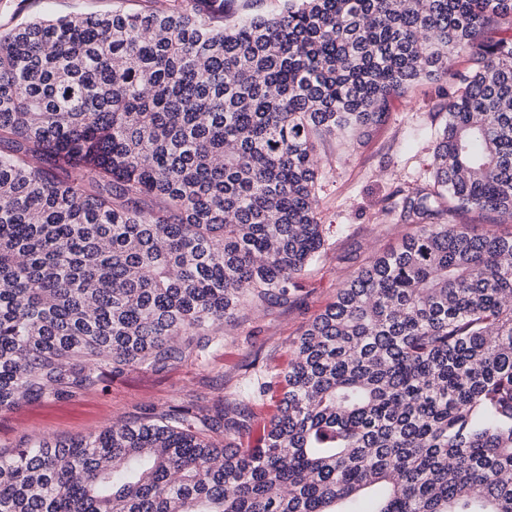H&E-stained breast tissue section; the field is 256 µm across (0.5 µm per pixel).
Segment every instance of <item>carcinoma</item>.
Instances as JSON below:
<instances>
[{
  "label": "carcinoma",
  "mask_w": 512,
  "mask_h": 512,
  "mask_svg": "<svg viewBox=\"0 0 512 512\" xmlns=\"http://www.w3.org/2000/svg\"><path fill=\"white\" fill-rule=\"evenodd\" d=\"M0 35V410L220 344L324 246L315 136L472 61L401 246L300 335L260 443L195 404L0 452V512H512V0H224ZM224 435V442L214 439ZM280 6L279 0H233L226 3L225 11L228 20L233 21L257 11L275 13ZM453 220V224H464L475 233L489 229L503 235L512 233V218L508 217H499L492 223L477 212H459L454 215Z\"/></svg>",
  "instance_id": "cac0c4a2"
}]
</instances>
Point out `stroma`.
I'll list each match as a JSON object with an SVG mask.
<instances>
[{"label":"stroma","mask_w":512,"mask_h":512,"mask_svg":"<svg viewBox=\"0 0 512 512\" xmlns=\"http://www.w3.org/2000/svg\"><path fill=\"white\" fill-rule=\"evenodd\" d=\"M148 5L149 0H0V32L24 21ZM470 66L461 56L452 76L414 82L392 98L386 118L366 133L342 131L318 140L316 195L325 248L287 300L263 312L237 311L219 329L222 346L206 359L189 357L162 371L135 369L71 400L49 398L0 411V450L84 436L128 421L148 406L164 410L191 401L211 411L239 397L247 383L276 380L297 339L335 300L340 284L412 232V225L397 223L393 214L409 192L431 182L446 106L460 89L458 74Z\"/></svg>","instance_id":"1"}]
</instances>
